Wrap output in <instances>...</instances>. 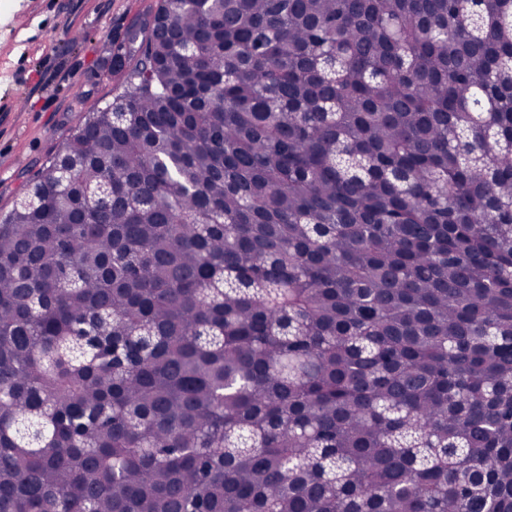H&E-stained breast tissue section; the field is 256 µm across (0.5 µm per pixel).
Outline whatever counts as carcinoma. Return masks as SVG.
<instances>
[{"label":"carcinoma","instance_id":"carcinoma-1","mask_svg":"<svg viewBox=\"0 0 512 512\" xmlns=\"http://www.w3.org/2000/svg\"><path fill=\"white\" fill-rule=\"evenodd\" d=\"M0 220V512H512V0H160Z\"/></svg>","mask_w":512,"mask_h":512}]
</instances>
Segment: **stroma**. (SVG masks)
Here are the masks:
<instances>
[{"label":"stroma","instance_id":"stroma-1","mask_svg":"<svg viewBox=\"0 0 512 512\" xmlns=\"http://www.w3.org/2000/svg\"><path fill=\"white\" fill-rule=\"evenodd\" d=\"M159 0H12L0 21V217L15 207L42 165L94 109L126 87L112 70L114 48L128 42Z\"/></svg>","mask_w":512,"mask_h":512}]
</instances>
